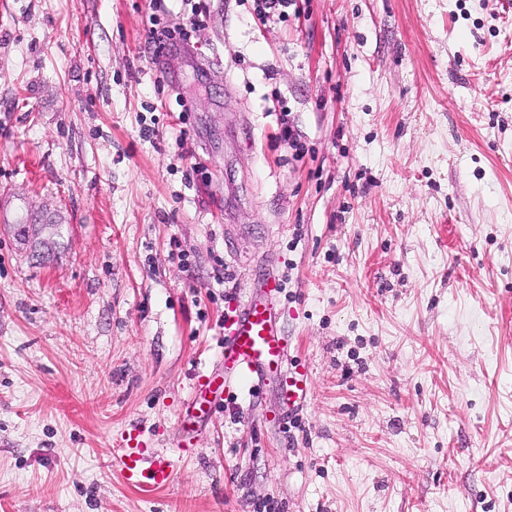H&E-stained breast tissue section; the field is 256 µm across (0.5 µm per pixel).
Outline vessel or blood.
<instances>
[{
	"mask_svg": "<svg viewBox=\"0 0 512 512\" xmlns=\"http://www.w3.org/2000/svg\"><path fill=\"white\" fill-rule=\"evenodd\" d=\"M282 282L273 270L264 268L254 275V290L224 317V346L220 370L201 375L183 402L178 415L176 451L187 452L201 422L224 403L230 387L256 388L282 375L289 361V344L277 310ZM309 395L306 372L287 378L283 397L289 410L302 408ZM173 454L144 457L142 449L119 444L114 459L123 479L135 490L149 494L169 486L174 478Z\"/></svg>",
	"mask_w": 512,
	"mask_h": 512,
	"instance_id": "b4317fda",
	"label": "vessel or blood"
}]
</instances>
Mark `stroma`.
Masks as SVG:
<instances>
[{
    "label": "stroma",
    "instance_id": "35a3bbf8",
    "mask_svg": "<svg viewBox=\"0 0 512 512\" xmlns=\"http://www.w3.org/2000/svg\"><path fill=\"white\" fill-rule=\"evenodd\" d=\"M205 2L172 86L151 0H0V512H512V0ZM266 261L309 404L130 489ZM130 439H123L114 448V459L123 479L135 490L150 494L171 484L174 478V459L170 453L156 454L150 459L143 455L144 448H133Z\"/></svg>",
    "mask_w": 512,
    "mask_h": 512
}]
</instances>
